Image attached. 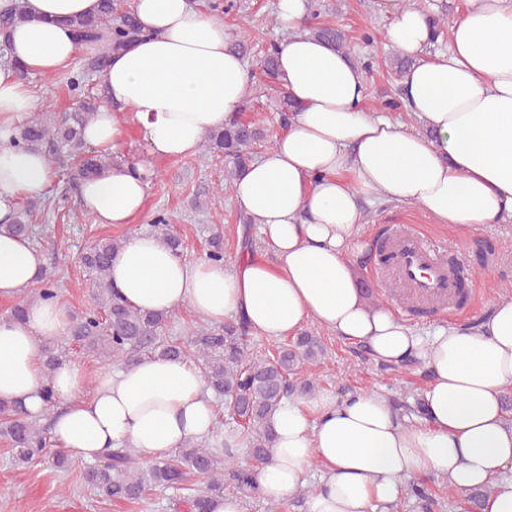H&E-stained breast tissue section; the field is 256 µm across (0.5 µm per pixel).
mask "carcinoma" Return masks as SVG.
I'll return each mask as SVG.
<instances>
[{
  "instance_id": "obj_1",
  "label": "carcinoma",
  "mask_w": 512,
  "mask_h": 512,
  "mask_svg": "<svg viewBox=\"0 0 512 512\" xmlns=\"http://www.w3.org/2000/svg\"><path fill=\"white\" fill-rule=\"evenodd\" d=\"M27 2L10 0L7 7L0 9V64L24 82L30 81V71L12 59L8 47L12 30L29 18ZM64 23L80 42L93 49L85 58L83 71L66 81L72 111L59 115L46 106L18 127L15 142L20 147L43 152L51 165L69 158L78 160L67 172V183L76 187L112 165V156L97 154L83 138L85 124L102 104L99 97L84 91L85 75H105L110 58L141 38L144 30L135 12L125 7L123 0H99L95 14L68 18ZM308 35L338 51L348 54L354 51L346 34L332 23L318 22L308 29ZM259 66L270 83L280 85L278 45L268 48ZM251 108L252 98L247 96L240 104L239 117L204 135L205 150L225 161V185L217 186L209 199L211 204L223 201L224 186L231 185L254 158L252 148L263 139V130L241 117ZM295 111L288 93L280 90V124L287 125ZM34 209L33 202L17 208L11 223L6 225L7 231L34 241L36 229L30 223ZM153 228L172 251L182 253V239L170 232L165 216L157 215ZM121 244L120 239L103 238L81 253L80 263L88 273L92 305L70 321L66 331L69 340L121 364H131L143 355L193 362L200 369L206 387L224 397L225 407L233 412L232 419L247 424L240 434L257 465L269 464L275 443L271 416L284 397H303L316 391L312 380L294 383L290 378L297 369L317 365L324 358L326 349L319 337L301 332L269 358L250 346L251 330L243 319L220 325L200 322L186 337L170 336L166 334L168 315L132 309L114 295L110 261ZM207 258L224 259V236L219 230L212 234ZM56 297L55 278L45 271L40 285L20 297L10 316L18 320L31 304ZM0 436L8 441L12 461L19 467L44 456L47 443L44 429L16 405L0 403ZM191 475L199 478L202 486L184 498L188 512H211L213 499L224 496L227 488L255 493V470L238 465L232 451L220 455L208 444L195 440L187 441L169 457L155 461L148 468L140 465L133 447L114 449L104 460L88 467L84 479L100 496L137 502L153 487L180 489Z\"/></svg>"
}]
</instances>
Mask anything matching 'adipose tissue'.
Returning <instances> with one entry per match:
<instances>
[{
  "label": "adipose tissue",
  "mask_w": 512,
  "mask_h": 512,
  "mask_svg": "<svg viewBox=\"0 0 512 512\" xmlns=\"http://www.w3.org/2000/svg\"><path fill=\"white\" fill-rule=\"evenodd\" d=\"M389 45L412 59L400 80L410 123L365 105L367 76L350 56L305 34L307 0H278L279 79L297 108L284 133L234 180L238 209L266 251L237 265L174 254L156 233L129 235L110 279L146 311L189 308L211 324L244 318L254 334L284 338L313 323L362 344L374 360L420 364L429 373L426 415L397 414L376 392L341 398L330 390L281 403L271 422L274 462L256 487L276 503L320 473L308 512H388L411 481L434 475L459 493L484 487L480 512H512V297H499L476 323L419 334L388 306L368 304L355 277L362 253L361 199L416 207L439 224L471 229L512 223V0H470L448 25L444 50L430 52L425 9L376 0ZM98 0H28V22L11 49L33 73L52 75L80 53L61 16L96 12ZM143 38L112 57L105 102L84 138L115 155L78 187L99 224L142 213L155 160L196 155L204 134L232 120L249 89L233 34L217 12L192 0H134ZM42 104L29 85L0 69V299L37 285L41 252L2 223L20 199L54 177L43 153L15 146L20 124ZM137 132L145 149L125 145ZM57 300L31 306L23 321L0 317V401L42 414L46 391L65 401L52 437L88 462L132 445L162 459L189 440L210 438L216 406L187 361L142 358L99 372L61 364L45 377L43 346L67 326Z\"/></svg>",
  "instance_id": "obj_1"
}]
</instances>
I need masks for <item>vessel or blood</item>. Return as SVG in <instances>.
<instances>
[{
	"label": "vessel or blood",
	"instance_id": "vessel-or-blood-1",
	"mask_svg": "<svg viewBox=\"0 0 512 512\" xmlns=\"http://www.w3.org/2000/svg\"><path fill=\"white\" fill-rule=\"evenodd\" d=\"M388 259L376 274L401 285L402 300L438 312L456 305L459 290L448 264L446 244L413 226L397 224L389 233Z\"/></svg>",
	"mask_w": 512,
	"mask_h": 512
}]
</instances>
